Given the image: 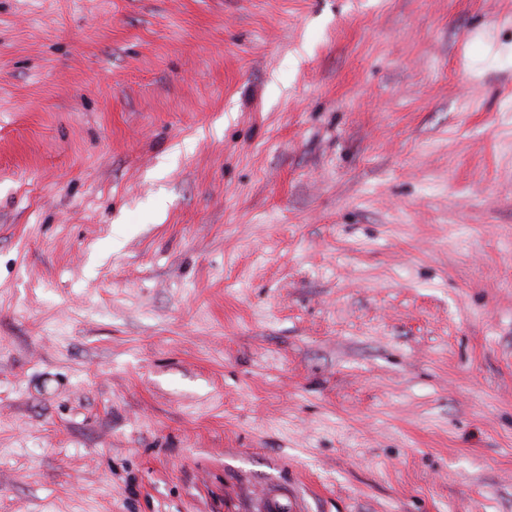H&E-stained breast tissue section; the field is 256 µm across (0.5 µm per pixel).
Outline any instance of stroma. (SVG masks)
<instances>
[{
  "label": "stroma",
  "instance_id": "stroma-1",
  "mask_svg": "<svg viewBox=\"0 0 512 512\" xmlns=\"http://www.w3.org/2000/svg\"><path fill=\"white\" fill-rule=\"evenodd\" d=\"M512 512V0H0V512Z\"/></svg>",
  "mask_w": 512,
  "mask_h": 512
}]
</instances>
